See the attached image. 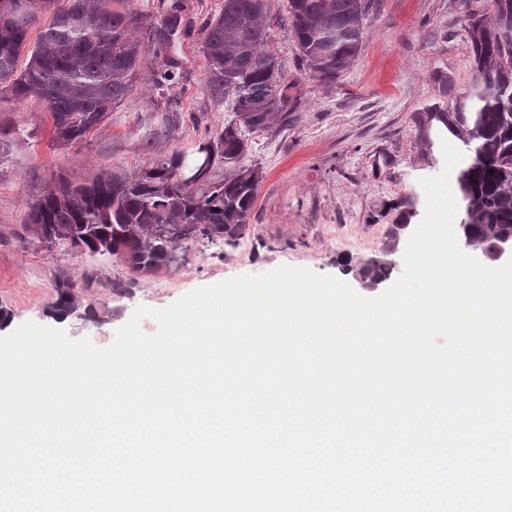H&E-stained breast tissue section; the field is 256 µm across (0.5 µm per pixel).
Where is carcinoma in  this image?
<instances>
[{
	"label": "carcinoma",
	"instance_id": "cac0c4a2",
	"mask_svg": "<svg viewBox=\"0 0 512 512\" xmlns=\"http://www.w3.org/2000/svg\"><path fill=\"white\" fill-rule=\"evenodd\" d=\"M0 0V84L16 99L32 97L53 120L54 140L82 139L122 102L144 68L146 51L165 55L182 23L181 0L152 23L125 7V0H66L53 10L39 41L26 48L36 13L57 0H29L28 12ZM268 0H224L222 12L206 24L203 53L209 91L232 102L233 119L198 145L224 162V179L212 178L215 162L193 184L180 180L185 154L158 160L134 177L102 173L88 181L57 182L32 205L26 232L53 247L67 243L91 255H110L138 273L176 268L196 241L243 237L258 197L261 171L245 168V133L267 131L288 116L287 78L268 45L272 28ZM476 83L455 93L448 75L435 78L439 96L416 113V137L431 154L436 124L466 147L457 177L466 218L463 231L471 250L493 254L512 233V0H494L488 17L462 0ZM375 0H288L286 22L295 38L296 59L312 78L334 82L356 61L365 22ZM147 31V44L131 36ZM28 62L17 63L23 49ZM392 264L371 259L356 275L384 283ZM78 285L62 278L48 312L54 318L79 313Z\"/></svg>",
	"mask_w": 512,
	"mask_h": 512
}]
</instances>
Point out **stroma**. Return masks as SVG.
Masks as SVG:
<instances>
[{
	"label": "stroma",
	"instance_id": "stroma-1",
	"mask_svg": "<svg viewBox=\"0 0 512 512\" xmlns=\"http://www.w3.org/2000/svg\"><path fill=\"white\" fill-rule=\"evenodd\" d=\"M181 2L188 24L169 50L178 64L175 84L156 87L153 75L164 62L147 55L132 92L80 141L56 145L40 102L0 92V123L16 129L0 155V308L10 314L0 337L31 321L106 347L138 306L165 308L197 288L282 265L352 285L355 268L379 257L397 216L394 203L412 196L424 210L418 180L430 170L417 146L414 114L438 101L434 75L448 74L460 92L471 86L461 0H377L355 66L333 84L297 69L288 0H270V48L288 76L292 111L287 122L246 135L240 163L260 168L263 180L250 227L236 245L195 243L179 267L141 274L109 255L29 243L24 215L57 177L135 176L172 153H192L231 119L230 101L209 91L202 52L203 27L224 0ZM65 275L79 285L93 319L47 315Z\"/></svg>",
	"mask_w": 512,
	"mask_h": 512
}]
</instances>
